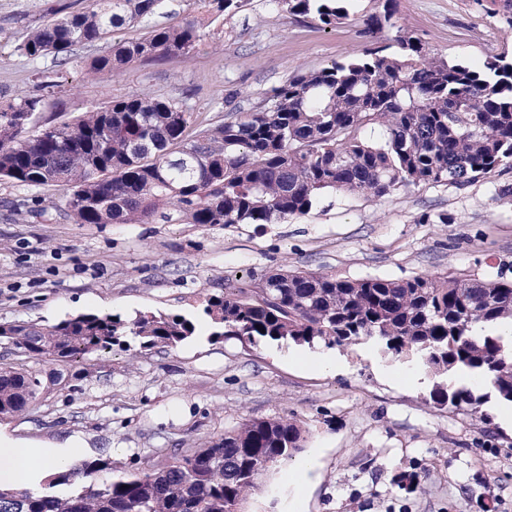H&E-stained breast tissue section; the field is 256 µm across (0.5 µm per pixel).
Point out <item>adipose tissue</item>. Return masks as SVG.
Here are the masks:
<instances>
[{
    "label": "adipose tissue",
    "mask_w": 512,
    "mask_h": 512,
    "mask_svg": "<svg viewBox=\"0 0 512 512\" xmlns=\"http://www.w3.org/2000/svg\"><path fill=\"white\" fill-rule=\"evenodd\" d=\"M81 451V441L73 436L46 447L26 439L0 438V487L39 489L53 473L75 464Z\"/></svg>",
    "instance_id": "1"
}]
</instances>
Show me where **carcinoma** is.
<instances>
[{
  "mask_svg": "<svg viewBox=\"0 0 512 512\" xmlns=\"http://www.w3.org/2000/svg\"><path fill=\"white\" fill-rule=\"evenodd\" d=\"M164 0H92L30 30L18 46L30 60L66 68L73 47L140 25ZM243 0H192L198 17L151 26L110 44L86 74H114L139 60L191 55L213 21ZM297 19L333 28L350 0H271ZM397 0L366 19L362 54L288 78L254 110L196 133L193 113L174 100L121 96L71 121L38 129L43 99L0 106V179L55 185L77 224H278L307 214L326 193L381 200L400 187H466L512 168V60L481 67L448 63L419 38L379 34L395 26ZM202 314L217 338L252 344L344 348L374 338L395 357L416 356L435 374L464 371L490 391L437 383L428 403L473 412L489 399L512 403V282L482 277L337 278L285 271L210 295ZM197 330L181 314L132 319L84 313L51 326L0 324L20 354L61 366L112 350L132 336L143 349L173 348ZM46 392L40 374L0 362V419L28 411ZM301 426L252 418L187 455L139 474L98 482L112 460H83L41 489L0 490V512H232L266 471L301 447Z\"/></svg>",
  "mask_w": 512,
  "mask_h": 512,
  "instance_id": "obj_1",
  "label": "carcinoma"
}]
</instances>
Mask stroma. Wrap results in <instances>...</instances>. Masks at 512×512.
Here are the masks:
<instances>
[{"instance_id":"stroma-1","label":"stroma","mask_w":512,"mask_h":512,"mask_svg":"<svg viewBox=\"0 0 512 512\" xmlns=\"http://www.w3.org/2000/svg\"><path fill=\"white\" fill-rule=\"evenodd\" d=\"M0 0V105L18 92L46 99L42 119L65 121L120 96L174 99L194 129L250 111L272 87L367 46L363 21L383 0H357L348 21L325 29L246 0L214 21L190 56L134 63L95 78L78 45L59 71L16 47L64 3ZM488 0H398L399 26L448 61L512 58V29ZM512 169L467 187H402L385 200L326 194L278 224H77L57 186L0 181V323L49 326L77 313L197 314L205 298L280 269L338 277L483 275L512 281V203L498 199ZM312 349L215 340L200 330L174 348L138 341L68 365L64 380L21 416L0 421L41 442L81 439L89 459L108 454L119 478L189 452L248 418L288 417L305 432L292 459L264 474L245 512H512V428L500 403L482 413L434 409L436 381H407L419 358L384 355L375 339L331 349L338 368L310 366ZM310 464L307 482L284 472Z\"/></svg>"}]
</instances>
